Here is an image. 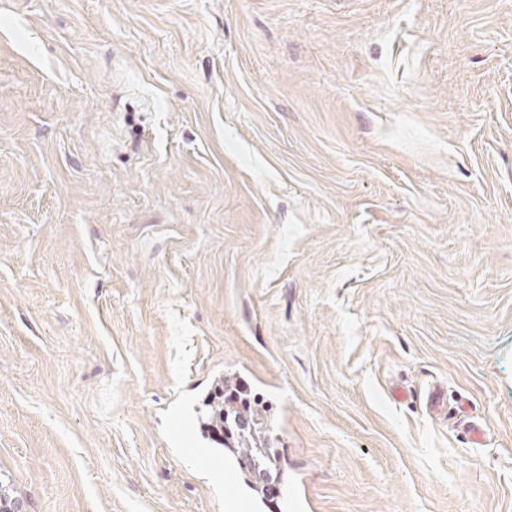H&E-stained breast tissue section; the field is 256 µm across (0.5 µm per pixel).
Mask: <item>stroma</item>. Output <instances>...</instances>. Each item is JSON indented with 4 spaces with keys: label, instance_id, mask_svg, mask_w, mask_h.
<instances>
[{
    "label": "stroma",
    "instance_id": "1",
    "mask_svg": "<svg viewBox=\"0 0 512 512\" xmlns=\"http://www.w3.org/2000/svg\"><path fill=\"white\" fill-rule=\"evenodd\" d=\"M221 378L306 512H512V0H0V498L224 512Z\"/></svg>",
    "mask_w": 512,
    "mask_h": 512
}]
</instances>
